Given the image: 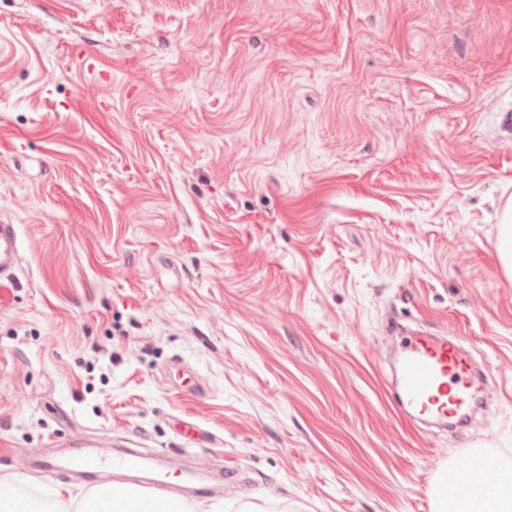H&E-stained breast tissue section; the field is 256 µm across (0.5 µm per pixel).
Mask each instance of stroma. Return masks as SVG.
Instances as JSON below:
<instances>
[{
    "instance_id": "35a3bbf8",
    "label": "stroma",
    "mask_w": 512,
    "mask_h": 512,
    "mask_svg": "<svg viewBox=\"0 0 512 512\" xmlns=\"http://www.w3.org/2000/svg\"><path fill=\"white\" fill-rule=\"evenodd\" d=\"M511 198L512 0H0V473L76 495L33 461L136 436L231 474L200 512H431L512 461ZM398 325L486 418L396 411ZM497 250L505 276L512 279V203L506 205L499 226ZM21 243L17 224L0 220V288L13 283L21 264Z\"/></svg>"
}]
</instances>
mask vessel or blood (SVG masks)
I'll list each match as a JSON object with an SVG mask.
<instances>
[{"mask_svg": "<svg viewBox=\"0 0 512 512\" xmlns=\"http://www.w3.org/2000/svg\"><path fill=\"white\" fill-rule=\"evenodd\" d=\"M21 243L18 227L0 220V288L12 284L21 264ZM401 356L397 361L393 383L394 398L399 408L412 420L447 423L448 419L467 418L475 409L486 379L481 366L474 363L458 339L429 332L403 335ZM146 454L126 449L112 466L132 474L130 484L141 497L172 491L173 486L161 461H154L152 477H139ZM97 460L85 450L77 449L64 457L47 462L50 470L84 472L96 469Z\"/></svg>", "mask_w": 512, "mask_h": 512, "instance_id": "1", "label": "vessel or blood"}]
</instances>
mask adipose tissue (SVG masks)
Listing matches in <instances>:
<instances>
[{"label":"adipose tissue","mask_w":512,"mask_h":512,"mask_svg":"<svg viewBox=\"0 0 512 512\" xmlns=\"http://www.w3.org/2000/svg\"><path fill=\"white\" fill-rule=\"evenodd\" d=\"M469 478L479 486L476 494L436 497L435 512H512V463L498 461L487 467L485 457L475 455L468 461ZM0 512H111L110 498L96 491L83 504L74 498L58 497L51 505H44L21 496L18 481L12 475H0Z\"/></svg>","instance_id":"adipose-tissue-1"}]
</instances>
